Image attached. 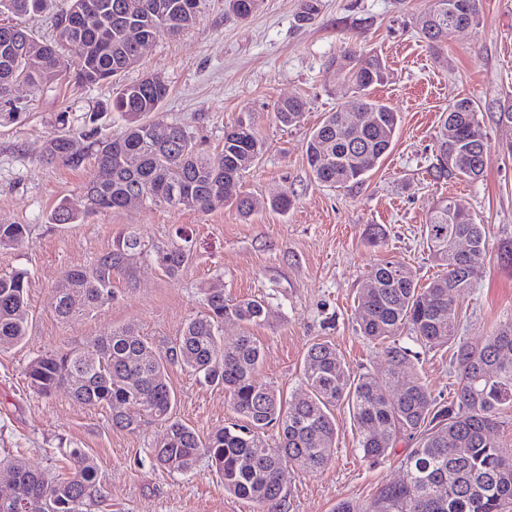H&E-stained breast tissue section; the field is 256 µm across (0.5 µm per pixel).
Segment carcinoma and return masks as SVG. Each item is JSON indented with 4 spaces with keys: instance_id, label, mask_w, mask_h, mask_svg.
<instances>
[{
    "instance_id": "1",
    "label": "carcinoma",
    "mask_w": 512,
    "mask_h": 512,
    "mask_svg": "<svg viewBox=\"0 0 512 512\" xmlns=\"http://www.w3.org/2000/svg\"><path fill=\"white\" fill-rule=\"evenodd\" d=\"M166 8L159 12L156 3ZM55 13L56 37L44 41L25 26L0 23V46L21 42L25 55L8 62L0 58V101L11 103L7 89L18 81L38 90L63 72L75 69L81 83L96 84L114 77L139 60V43L128 35L137 28L151 41L163 30L174 36L192 27L200 0H61ZM262 0H228L236 19L251 17ZM53 0H0V15L34 18L50 8ZM345 78L353 105L374 115L353 145L340 139V131L356 116L336 110L326 114L306 141L307 162L313 177L333 187L363 183L391 148L400 116L389 106L371 99L368 90L385 79L379 56L347 50ZM167 85L144 77L125 84L109 109L126 122L115 137L91 142L90 153L75 154L67 136L49 140L48 163L80 166L94 159L97 178L73 201H62L51 213L54 224H72L82 216L119 209L130 194L153 208L210 211L226 203L248 214L253 201L242 191L243 174L263 154L264 142L253 123L240 119L224 128L220 153L201 155L188 132L170 124L169 138L153 136ZM298 97L278 101L275 118L295 126L305 114ZM445 114L436 135V164L441 175L475 180V169L484 168L483 151L448 165L483 135L474 102L461 98ZM29 235L26 224H0V248H11ZM464 239L470 249L454 252L452 239ZM426 246L431 258L444 269L426 285L401 262L384 261L370 271L362 288V335L391 342L384 351L387 370L379 378L355 375L344 364L336 347L315 342L304 357L303 398L287 401L270 383L258 380L264 347L255 337L243 335L231 346H220V332L227 322L252 324L265 314V302L224 300V293L204 290L205 313L183 328L165 352L155 350L134 329L115 328L83 348L47 352L26 367L30 387L43 396L67 387L79 403L107 408L112 426L135 430L141 417L163 421V443L153 451L161 468L191 471L205 457L224 482V490L252 504L254 512H273L284 497V478L293 469L316 472L327 465L336 440L334 410L348 407L357 428V446L363 456L378 463L391 454L403 436L414 441L403 459L404 477L381 487L370 508L341 501L334 512H509L512 507V449L503 448L490 435L505 409L512 410V320L499 325L478 346L462 340L459 332L461 303L484 270L487 255L482 225L468 213L456 221L430 207ZM145 245L129 234L116 239L93 266L67 270L57 295L56 315L68 320L89 313L113 298L112 274L141 255ZM158 265L174 275L188 260L186 250L174 246L156 252ZM30 273L12 269L0 273V347L22 343L28 332L27 297ZM83 295L79 307L67 300V291ZM410 334L433 349L454 348L458 372L456 398L438 403L416 371L418 355L398 344ZM179 364L224 387L240 420L201 437L173 416L175 394L167 381V365ZM277 429V448L266 447L264 434ZM70 472L50 479L21 459L6 461L15 485L27 500V512H91L101 497L98 466L79 448L69 453Z\"/></svg>"
}]
</instances>
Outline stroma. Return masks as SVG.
<instances>
[{
    "mask_svg": "<svg viewBox=\"0 0 512 512\" xmlns=\"http://www.w3.org/2000/svg\"><path fill=\"white\" fill-rule=\"evenodd\" d=\"M432 5L263 0L257 13L238 21L224 0H203L192 28L177 37L159 32L121 75L93 85L69 75L40 92L16 90L13 119H0V224H25L30 233L18 246L0 249V271H29L32 319L24 343L0 348V459L19 457L54 476L65 472L71 449H83L98 465L105 495L95 512H251L250 503L225 491L207 461L187 474L157 466L153 450L165 435L160 421L145 416L128 431L113 427L108 410L80 404L65 390L38 395L28 385L27 364L122 326L166 349L203 313V290L219 288L228 301H265L264 319L225 324L223 342L255 336L264 347L259 378L283 396L303 395V359L316 342L334 344L354 374H383V344L359 331L360 290L384 259L407 265L423 285L442 274L424 245L428 210L440 197L455 199L485 230L487 265L462 304L460 336L475 345L512 319V265L498 259L501 246L512 242V125L499 119L512 106V0H481L479 25L435 49L415 26ZM347 49L383 58L387 77L371 92L401 123L391 151L363 184L330 188L313 178L305 144L346 89L333 60ZM155 74L169 88L161 124L184 126L206 156L220 152L226 126L251 113L265 142L262 159L243 178L244 192L256 202L252 213L233 205L203 213L133 203L73 224L52 223L53 209L81 193L96 165L90 159L77 168L45 163L48 141L69 131L82 151L120 133L125 121L107 103L119 85ZM288 97L307 103L292 127L274 116L275 103ZM462 97L476 104L490 145L475 181L438 178L431 170L441 117ZM284 192L294 196L290 209H272L271 200ZM126 234L149 251L114 273L112 301L75 320L59 319L54 288L62 273L92 266ZM174 246L190 257L172 277L153 252ZM399 343L419 352L417 372L432 397L451 402L458 382L452 347L428 349L411 335ZM168 382L174 416L200 434L235 420L222 387L177 364L169 366ZM334 416L330 462L315 473L292 472L281 512H332L343 500L367 506L381 486L402 478L407 441L370 464L348 408L337 407Z\"/></svg>",
    "mask_w": 512,
    "mask_h": 512,
    "instance_id": "obj_1",
    "label": "stroma"
}]
</instances>
